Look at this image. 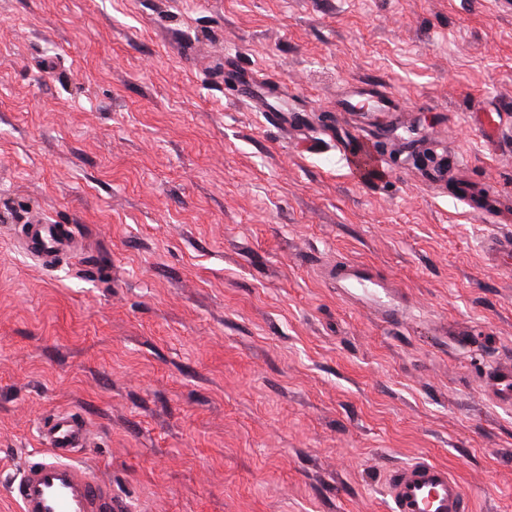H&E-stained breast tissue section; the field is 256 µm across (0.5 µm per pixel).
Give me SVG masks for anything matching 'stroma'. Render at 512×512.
<instances>
[{"mask_svg": "<svg viewBox=\"0 0 512 512\" xmlns=\"http://www.w3.org/2000/svg\"><path fill=\"white\" fill-rule=\"evenodd\" d=\"M36 217L83 252L43 266ZM507 238L512 0H0V512L63 409L123 512H389L416 461L512 512ZM370 96L375 99V112H397L398 104L396 100L384 93H373V89L368 84H353L349 87L343 98L344 107L350 111H357L360 97ZM362 159H369L370 163L363 167H357L356 162ZM351 166L357 173L365 174L367 170L372 168L380 169L382 164L379 162L377 152L373 142L369 139H363L359 142L358 147L351 158ZM336 280L341 282L353 280L358 288L384 287L373 278L367 267L350 263L336 264ZM487 397L499 404H512V364L499 363L488 374Z\"/></svg>", "mask_w": 512, "mask_h": 512, "instance_id": "1", "label": "stroma"}]
</instances>
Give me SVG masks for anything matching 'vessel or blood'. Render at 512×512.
<instances>
[{
  "label": "vessel or blood",
  "instance_id": "1",
  "mask_svg": "<svg viewBox=\"0 0 512 512\" xmlns=\"http://www.w3.org/2000/svg\"><path fill=\"white\" fill-rule=\"evenodd\" d=\"M375 98L380 112L398 109L396 100L374 93L366 84L351 85L343 98L344 107L357 110L361 97ZM26 251L42 265L54 266L59 259L78 252V239L64 224L37 221L22 227ZM338 281H355L358 287L373 288L377 282L361 265L341 263ZM487 396L500 404H512V364L503 362L488 374ZM45 457L25 466L9 482V491L20 512H118L112 489L79 454L91 444L90 429L82 416L60 412L40 426ZM390 512H468L462 485L446 466L417 462L391 472L386 478Z\"/></svg>",
  "mask_w": 512,
  "mask_h": 512
}]
</instances>
